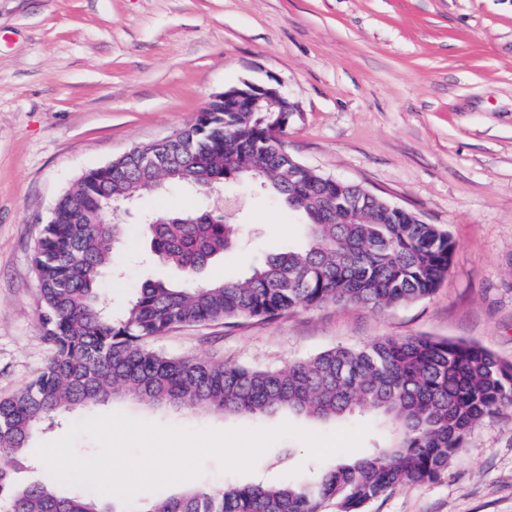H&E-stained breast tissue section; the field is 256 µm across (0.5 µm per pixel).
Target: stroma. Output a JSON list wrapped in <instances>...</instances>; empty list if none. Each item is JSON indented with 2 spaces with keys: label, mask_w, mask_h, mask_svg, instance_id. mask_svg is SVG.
Masks as SVG:
<instances>
[{
  "label": "stroma",
  "mask_w": 512,
  "mask_h": 512,
  "mask_svg": "<svg viewBox=\"0 0 512 512\" xmlns=\"http://www.w3.org/2000/svg\"><path fill=\"white\" fill-rule=\"evenodd\" d=\"M280 82L297 110L289 153L362 185L447 232L456 246L437 291L386 309L300 308L274 320L181 326L152 340L173 355L275 369L384 336L463 340L512 362V0H0V397L44 369L33 254L57 199L90 169L187 128L212 96ZM230 213L244 242L202 280L240 281L250 264L303 243L301 218L232 184L223 194L166 189L121 215V273L101 297L121 310L148 277L142 212ZM116 411L189 431L314 432L366 427L368 412L316 422L285 413L247 419L121 398L76 410L39 432L63 437ZM306 444L286 436L252 471L202 463L197 484L277 483L306 474ZM366 512H512V416L475 428L438 479L396 488Z\"/></svg>",
  "instance_id": "obj_1"
}]
</instances>
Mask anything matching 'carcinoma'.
Returning <instances> with one entry per match:
<instances>
[{
	"instance_id": "obj_1",
	"label": "carcinoma",
	"mask_w": 512,
	"mask_h": 512,
	"mask_svg": "<svg viewBox=\"0 0 512 512\" xmlns=\"http://www.w3.org/2000/svg\"><path fill=\"white\" fill-rule=\"evenodd\" d=\"M286 119L264 103L226 112L213 99L161 150L134 147L58 199L33 258L52 357L24 389L0 398V512H108L95 493L66 496L44 483L18 489L13 474L44 424L116 395L243 418L288 412L327 422L366 409L384 437L367 455L316 468L311 478L194 487L144 512H324L329 504L364 512L399 486L440 477L479 424L512 410V363L464 341L385 337L276 369L147 346L184 325L329 305L394 307L433 294L446 278L455 250L446 232L377 196L354 210L349 189L331 201L328 176L282 150L278 128ZM146 153L168 164L143 173L134 157ZM249 161L259 176L241 170ZM228 181H250L301 213L304 246L256 261L242 282L200 283L197 273L238 244L241 225L207 209L148 215L151 257L183 278L144 281L129 306L112 314L99 288L122 242L113 206L137 200L150 184L220 190Z\"/></svg>"
}]
</instances>
